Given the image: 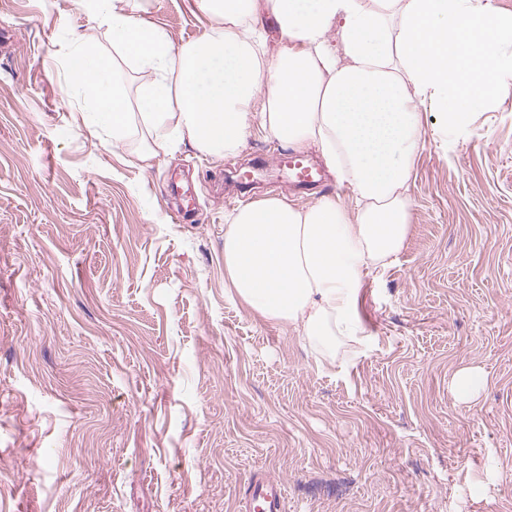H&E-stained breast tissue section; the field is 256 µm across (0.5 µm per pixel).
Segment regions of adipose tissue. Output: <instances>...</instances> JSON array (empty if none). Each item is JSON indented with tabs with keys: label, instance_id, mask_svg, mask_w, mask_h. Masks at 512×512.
<instances>
[{
	"label": "adipose tissue",
	"instance_id": "ef3b65f1",
	"mask_svg": "<svg viewBox=\"0 0 512 512\" xmlns=\"http://www.w3.org/2000/svg\"><path fill=\"white\" fill-rule=\"evenodd\" d=\"M91 19L147 75L135 98L113 80L114 62L77 36L67 93L94 134L120 141L139 116L152 142L142 155L190 143L236 154L254 130L315 149L349 200L298 207L271 197L244 206L224 231V270L235 294L267 319L323 344L360 342L357 300L366 275L401 252L409 230L408 183L421 144L420 108L433 102L465 135L512 74V15L492 0H198L214 20L174 46L139 15V0H85ZM272 15L281 47L268 59L260 34ZM97 75L95 85L84 79Z\"/></svg>",
	"mask_w": 512,
	"mask_h": 512
}]
</instances>
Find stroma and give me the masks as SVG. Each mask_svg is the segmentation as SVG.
Returning <instances> with one entry per match:
<instances>
[{
  "label": "stroma",
  "mask_w": 512,
  "mask_h": 512,
  "mask_svg": "<svg viewBox=\"0 0 512 512\" xmlns=\"http://www.w3.org/2000/svg\"><path fill=\"white\" fill-rule=\"evenodd\" d=\"M191 2L141 15L179 46L212 23ZM0 29V512H241L257 471L286 512H512L511 74L455 143L423 107L405 246L321 371L229 287L227 199L240 165L260 199L347 187L286 188L259 133L231 158L142 160L135 122L103 146L62 86L74 37L111 33L79 0H0ZM486 385V376L477 367H464L456 372L451 389L461 401H470L478 396Z\"/></svg>",
  "instance_id": "obj_1"
}]
</instances>
